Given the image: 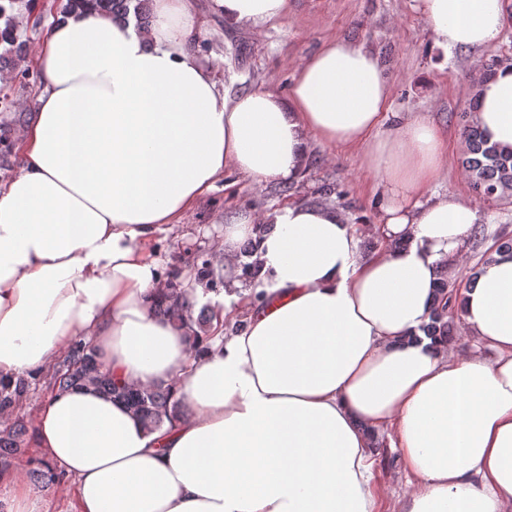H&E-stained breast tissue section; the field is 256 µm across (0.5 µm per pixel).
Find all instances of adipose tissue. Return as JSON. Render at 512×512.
<instances>
[{
    "instance_id": "adipose-tissue-1",
    "label": "adipose tissue",
    "mask_w": 512,
    "mask_h": 512,
    "mask_svg": "<svg viewBox=\"0 0 512 512\" xmlns=\"http://www.w3.org/2000/svg\"><path fill=\"white\" fill-rule=\"evenodd\" d=\"M416 2L443 50L488 46L505 23L504 0ZM212 3L237 27L288 12ZM148 9L145 30L132 15L53 24L37 117L16 136L23 168L0 187V377H41L85 336L115 380L174 383L193 408L152 429L90 387L40 400L34 444L73 477L74 512H378L371 428L391 431L413 486L395 512H512V254L462 291L466 358L419 334L481 221L456 194H426L448 165L437 126L388 115L378 58L337 38L298 64L287 99L230 95L187 45L193 0ZM474 117L512 149V65L481 84ZM315 144L359 148L384 175V247L362 251L361 222L328 206L235 212L215 312L246 305V325L192 355L154 312L166 278L146 245L177 233L225 169L292 182ZM247 238L263 265L250 290L236 268ZM42 508L32 482L0 473V512Z\"/></svg>"
}]
</instances>
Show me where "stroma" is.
<instances>
[{
	"label": "stroma",
	"mask_w": 512,
	"mask_h": 512,
	"mask_svg": "<svg viewBox=\"0 0 512 512\" xmlns=\"http://www.w3.org/2000/svg\"><path fill=\"white\" fill-rule=\"evenodd\" d=\"M30 2L16 0L13 14L16 37L33 56L49 18L60 14V0H44L43 6L35 9ZM195 9L193 54L217 84L226 85L234 94L261 87L287 97L297 64L327 39L343 38L370 47L378 55L391 87L390 111L429 117L446 141L447 172L431 184L429 195L457 194L479 210L489 232L512 234V199L479 198L460 163L461 114L469 108L471 80L493 60L512 56V22L489 46L447 52L433 45L415 9V0H289L285 17L251 28L227 24L223 15L213 10L210 0H196ZM41 90L35 77L24 85L9 76L1 79L0 97L20 102L23 112L0 111V124L16 132L32 123ZM359 154L356 147L337 151L313 147L297 181L266 186L227 169L214 189L184 215L177 237L157 240L152 253L164 270L176 267L182 278H190V254L219 250L224 244L228 216L241 208L262 213L290 202L324 204L366 217L368 223H379L382 183L361 167ZM51 389L49 377L32 380L28 400L12 412L13 419L23 421L26 427L12 470L28 473L30 459L42 455L31 442L35 433L33 403ZM379 441V509L392 512L409 486L398 451L389 445L387 436H380Z\"/></svg>",
	"instance_id": "stroma-1"
}]
</instances>
